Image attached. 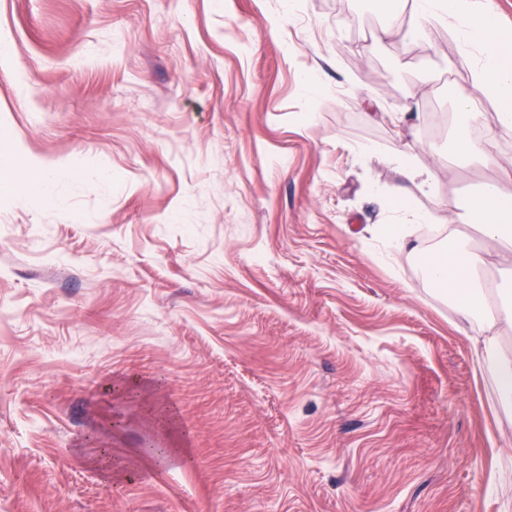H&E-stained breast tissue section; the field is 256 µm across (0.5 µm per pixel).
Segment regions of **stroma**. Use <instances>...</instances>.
<instances>
[{
	"instance_id": "obj_1",
	"label": "stroma",
	"mask_w": 512,
	"mask_h": 512,
	"mask_svg": "<svg viewBox=\"0 0 512 512\" xmlns=\"http://www.w3.org/2000/svg\"><path fill=\"white\" fill-rule=\"evenodd\" d=\"M412 17L0 0V182L76 175L0 194V512H512V412L420 263L491 248L458 216L512 194V130L479 98L494 158L457 165L471 59ZM397 190L441 233L392 253ZM394 161L401 169L402 175L413 183H418L421 189L426 190L431 187L433 173L428 167L416 165L407 154L401 153L394 156ZM66 178H70L67 172L36 173L29 178L28 188L21 198L29 203L56 198V188Z\"/></svg>"
}]
</instances>
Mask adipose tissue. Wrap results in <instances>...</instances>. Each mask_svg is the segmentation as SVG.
<instances>
[{"instance_id": "1", "label": "adipose tissue", "mask_w": 512, "mask_h": 512, "mask_svg": "<svg viewBox=\"0 0 512 512\" xmlns=\"http://www.w3.org/2000/svg\"><path fill=\"white\" fill-rule=\"evenodd\" d=\"M413 10L418 21L407 31L411 39L425 37L429 22L451 17L462 20L461 45L478 48L480 58L471 71L468 87L459 93L456 106L470 113L472 122L477 124L482 115L474 110L476 95L492 97L497 104L498 125L511 129L512 37L493 27L481 0H413ZM464 219L479 226L487 238L497 243L501 265L512 269V195L502 194L496 185H485L469 202ZM488 260V255L462 247L435 256L426 273L433 285L448 289L456 299L460 328L476 342L479 366L493 376L499 401L510 410L512 351L501 349L497 337L491 336L493 319L478 321L472 316L473 304L484 292L479 272Z\"/></svg>"}]
</instances>
